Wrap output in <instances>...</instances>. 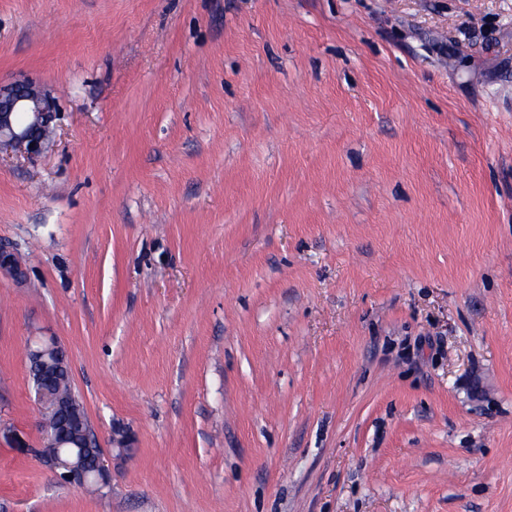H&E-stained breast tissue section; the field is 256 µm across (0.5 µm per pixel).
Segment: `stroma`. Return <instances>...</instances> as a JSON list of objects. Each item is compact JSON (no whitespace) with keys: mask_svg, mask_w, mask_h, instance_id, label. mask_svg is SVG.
<instances>
[{"mask_svg":"<svg viewBox=\"0 0 512 512\" xmlns=\"http://www.w3.org/2000/svg\"><path fill=\"white\" fill-rule=\"evenodd\" d=\"M23 78L0 512H512V0H0ZM36 336L98 494L37 454ZM59 116L55 99L28 80L0 86V154L34 160L48 149ZM33 144V147H30ZM37 343L41 346H44V350L33 349L30 359L33 361H37L41 364L42 377L45 381L50 379L57 370V367L54 362H50V361L44 359V356L47 354H54V355H57V353L64 354V363L66 365V368L69 370L68 357H67L65 351L61 348V346L58 344V342L54 338L42 339V340L38 341Z\"/></svg>","mask_w":512,"mask_h":512,"instance_id":"1","label":"stroma"}]
</instances>
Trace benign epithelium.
Listing matches in <instances>:
<instances>
[{
    "label": "benign epithelium",
    "mask_w": 512,
    "mask_h": 512,
    "mask_svg": "<svg viewBox=\"0 0 512 512\" xmlns=\"http://www.w3.org/2000/svg\"><path fill=\"white\" fill-rule=\"evenodd\" d=\"M59 116L55 99L45 89L28 80L8 86H0V152L9 151L19 157L34 160L48 149L54 131L52 123ZM0 274L21 283L26 280V270L16 252L0 243ZM41 350H32L30 359L42 366V377L50 379L57 370L55 363L44 359L47 354L63 352L53 338L42 339ZM37 400L45 417V426L50 429L49 437L57 448L95 447L101 448L97 435L90 423L82 417L74 423V435L67 429V408L69 404L50 394L40 384L34 386ZM51 469L64 483L81 489L90 481L105 482L108 473L104 465V454H99L93 473L77 460L60 464L54 460Z\"/></svg>",
    "instance_id": "7a95c632"
}]
</instances>
